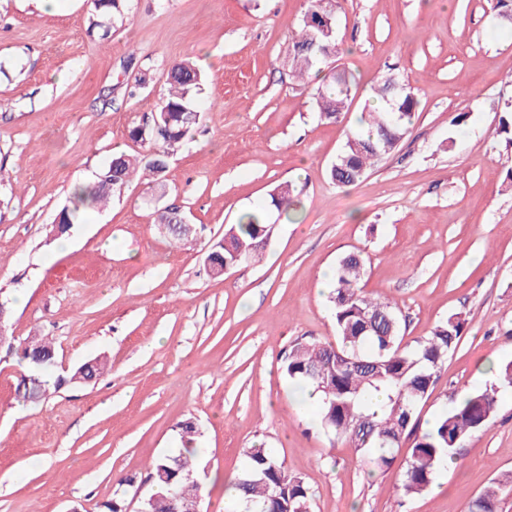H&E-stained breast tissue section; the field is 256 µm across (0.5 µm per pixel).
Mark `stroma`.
<instances>
[{
    "instance_id": "1",
    "label": "stroma",
    "mask_w": 512,
    "mask_h": 512,
    "mask_svg": "<svg viewBox=\"0 0 512 512\" xmlns=\"http://www.w3.org/2000/svg\"><path fill=\"white\" fill-rule=\"evenodd\" d=\"M309 0H130L127 21L98 27L92 0H0V296L15 304L16 343L52 339L56 373L100 358L86 385L26 400L25 373L0 349V512H100L120 479L127 512L153 492L151 461L197 427L203 512H224L243 452L277 449L313 489L312 512H466L512 477V388L463 441L432 489L399 490L404 458L369 471L354 448L318 428L281 371L303 337L335 342L323 270L353 251L363 291L396 302L405 343L456 314L466 328L420 424L461 390L480 387L487 357L512 361V20L493 0H337L329 67L355 79L349 109L322 120L314 78L289 63ZM201 70L202 121L168 158L162 182L136 176L67 241L51 225L76 186L112 156L147 155L130 132L168 95L182 60ZM414 89L413 124L350 186L329 170L384 74ZM467 113L457 125L459 113ZM292 184L295 222L260 262L212 276L224 227ZM180 211L196 234L155 222Z\"/></svg>"
}]
</instances>
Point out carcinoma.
I'll list each match as a JSON object with an SVG mask.
<instances>
[{
  "label": "carcinoma",
  "instance_id": "cac0c4a2",
  "mask_svg": "<svg viewBox=\"0 0 512 512\" xmlns=\"http://www.w3.org/2000/svg\"><path fill=\"white\" fill-rule=\"evenodd\" d=\"M130 0H94L100 16L109 21L125 18ZM336 51V32L326 35L305 22L293 38L291 67L299 76L326 64L317 50L309 49L312 40ZM200 72L189 61L173 65L169 72L170 90L151 118L149 139L152 152L146 156L144 170L158 177L165 161L186 138L197 121L188 120L196 111L195 95L200 85ZM392 78L384 79L378 95L384 102L381 109H372L361 120V128L349 133L330 177L341 185H354L367 170L393 151L409 131L418 100L410 85L401 90L391 88ZM351 93L349 78L340 72L329 76L316 91L320 114L336 121L344 112ZM136 174L129 156L112 158L97 184L88 191L73 195V207L59 213L52 225L54 236L69 234L81 208L106 201L122 189ZM298 206L292 185L278 187L266 203L242 214L238 222L224 230V239L212 251L214 260L229 268L260 259L273 232L267 220L269 210L290 216ZM177 212L165 210L158 214V224L167 227L176 242L184 238L170 225L177 224ZM364 260L358 253L342 257L335 267L330 293V309L336 326V345L315 339L296 341L285 354L282 370L295 388H312L321 394L317 408L318 426L327 435L347 442L361 455L371 470L390 466L397 458L403 440L414 435L417 412L428 396L448 355L453 353L466 327V320L450 315L437 324L430 335L413 345H402L401 322L397 307L390 301L364 294L361 279ZM21 360L40 375L23 384L24 397L36 401L46 393L43 373L55 365L53 343L34 337L20 346ZM101 360L85 362L69 375L57 379L56 385L72 384L75 377L93 380L100 375ZM498 386L475 388L467 393L463 404L443 408L433 429L415 435L409 449L401 490L404 494L420 495L434 484L439 470L455 459L456 450L466 437L483 428L497 407ZM383 396L382 406L372 409L374 396ZM247 464L239 477L232 481L237 489L236 500L227 512H311L313 492L305 481L288 474L278 453L262 445L245 451ZM150 475L158 486L148 504L149 512H175L176 505L168 493L173 488L186 498L202 493L189 458L182 451L170 452L152 460ZM501 488L484 491L472 503L468 512H498Z\"/></svg>",
  "mask_w": 512,
  "mask_h": 512
}]
</instances>
